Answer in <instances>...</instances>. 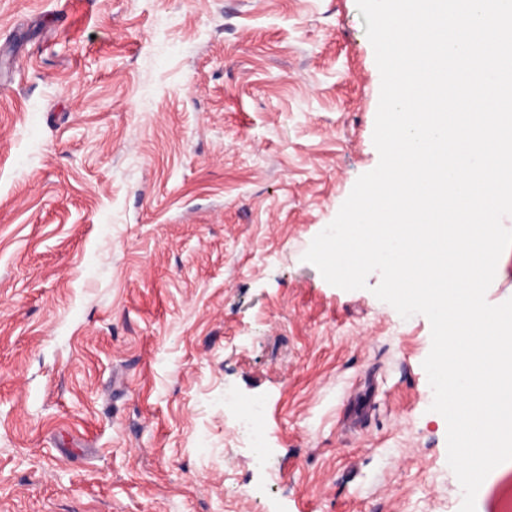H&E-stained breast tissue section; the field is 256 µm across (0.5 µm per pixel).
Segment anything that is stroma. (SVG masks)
<instances>
[{
	"instance_id": "35a3bbf8",
	"label": "stroma",
	"mask_w": 512,
	"mask_h": 512,
	"mask_svg": "<svg viewBox=\"0 0 512 512\" xmlns=\"http://www.w3.org/2000/svg\"><path fill=\"white\" fill-rule=\"evenodd\" d=\"M365 28L0 0V512H459L429 320L302 259L379 161ZM262 416L263 408L256 405L244 414L239 423L240 431L246 432L250 436L252 448H258L255 459V465L257 467L264 464V458L260 448H265L266 444L265 437L260 426Z\"/></svg>"
}]
</instances>
